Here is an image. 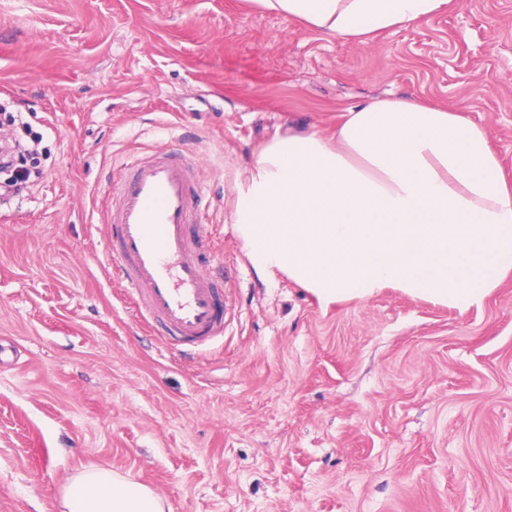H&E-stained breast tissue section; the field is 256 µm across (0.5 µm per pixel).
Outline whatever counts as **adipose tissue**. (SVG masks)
Returning a JSON list of instances; mask_svg holds the SVG:
<instances>
[{
  "label": "adipose tissue",
  "instance_id": "1",
  "mask_svg": "<svg viewBox=\"0 0 512 512\" xmlns=\"http://www.w3.org/2000/svg\"><path fill=\"white\" fill-rule=\"evenodd\" d=\"M343 41L447 11L452 0H249ZM247 255L331 304L381 289L466 310L512 271V187L487 132L452 111L384 98L347 109L335 142L290 134L264 148L238 197ZM62 512H166L149 486L89 466Z\"/></svg>",
  "mask_w": 512,
  "mask_h": 512
}]
</instances>
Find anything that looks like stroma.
<instances>
[{"mask_svg":"<svg viewBox=\"0 0 512 512\" xmlns=\"http://www.w3.org/2000/svg\"><path fill=\"white\" fill-rule=\"evenodd\" d=\"M484 128L512 183V0L366 44L247 0H0V105L51 150L0 209V512H58L97 465L169 512H512V274L461 311L263 278L235 207L266 145L378 98ZM194 164L224 337L183 356L121 303L102 199L135 156Z\"/></svg>","mask_w":512,"mask_h":512,"instance_id":"1","label":"stroma"}]
</instances>
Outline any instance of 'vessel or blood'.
<instances>
[{
    "label": "vessel or blood",
    "mask_w": 512,
    "mask_h": 512,
    "mask_svg": "<svg viewBox=\"0 0 512 512\" xmlns=\"http://www.w3.org/2000/svg\"><path fill=\"white\" fill-rule=\"evenodd\" d=\"M107 198V249L141 324L194 347L222 335L224 253L212 249L207 268L193 257L212 236L186 157L155 153L125 165Z\"/></svg>",
    "instance_id": "obj_1"
}]
</instances>
